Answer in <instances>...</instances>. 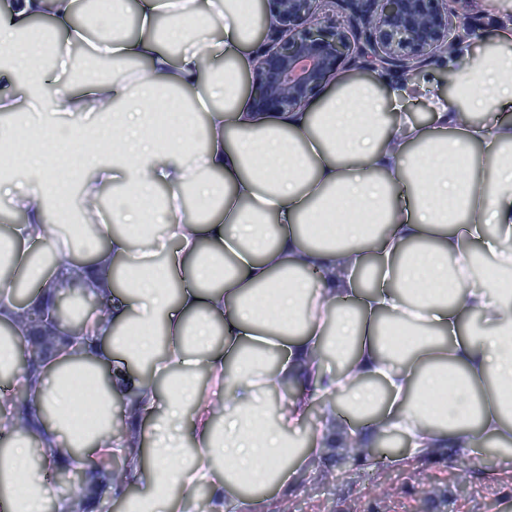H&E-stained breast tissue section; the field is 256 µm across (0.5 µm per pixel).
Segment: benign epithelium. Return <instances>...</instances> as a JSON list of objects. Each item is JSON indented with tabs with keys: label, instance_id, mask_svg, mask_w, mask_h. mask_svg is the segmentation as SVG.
<instances>
[{
	"label": "benign epithelium",
	"instance_id": "benign-epithelium-1",
	"mask_svg": "<svg viewBox=\"0 0 512 512\" xmlns=\"http://www.w3.org/2000/svg\"><path fill=\"white\" fill-rule=\"evenodd\" d=\"M323 0H261L270 22L251 74L256 112H292L344 64L407 76L450 54L460 0H337L341 19L318 20Z\"/></svg>",
	"mask_w": 512,
	"mask_h": 512
}]
</instances>
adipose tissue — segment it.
I'll return each instance as SVG.
<instances>
[{
    "label": "adipose tissue",
    "instance_id": "1",
    "mask_svg": "<svg viewBox=\"0 0 512 512\" xmlns=\"http://www.w3.org/2000/svg\"><path fill=\"white\" fill-rule=\"evenodd\" d=\"M73 13L74 0H12L0 22V147L34 175L18 193L0 182L25 215L5 240L35 285L23 304L0 292V324L29 334L49 276L110 312L44 356L23 381L31 402L0 418V512H80L45 480L75 455H123L138 487L126 512H173L177 491L197 487L209 512H281L270 488L320 477L321 461L373 447L382 429L420 457L512 444V18L496 53L457 45L451 91L420 78L426 125L409 84L383 78L338 81L303 111H248L241 0H108L90 53L114 71L83 81L63 74L85 40ZM63 142L83 160L75 198ZM52 197L110 199L92 244L48 225ZM317 224L330 244H309ZM83 369L89 399L73 380ZM282 385L294 397L276 413ZM317 397L330 403L306 436ZM86 402L98 423L79 416Z\"/></svg>",
    "mask_w": 512,
    "mask_h": 512
}]
</instances>
